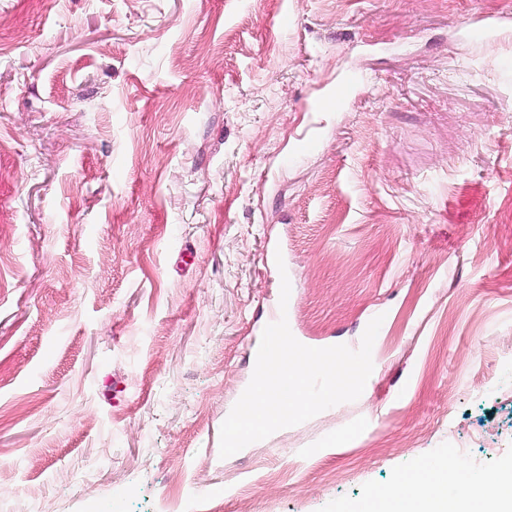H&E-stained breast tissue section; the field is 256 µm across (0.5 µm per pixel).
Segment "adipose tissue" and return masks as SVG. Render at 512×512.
<instances>
[{"instance_id": "adipose-tissue-1", "label": "adipose tissue", "mask_w": 512, "mask_h": 512, "mask_svg": "<svg viewBox=\"0 0 512 512\" xmlns=\"http://www.w3.org/2000/svg\"><path fill=\"white\" fill-rule=\"evenodd\" d=\"M407 494L364 500L362 512H512V470L461 477L442 460L418 470Z\"/></svg>"}]
</instances>
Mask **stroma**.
Masks as SVG:
<instances>
[{"label":"stroma","instance_id":"1","mask_svg":"<svg viewBox=\"0 0 512 512\" xmlns=\"http://www.w3.org/2000/svg\"><path fill=\"white\" fill-rule=\"evenodd\" d=\"M285 278L304 345L382 316L373 371L220 458ZM442 457L512 469V0H0V512H349Z\"/></svg>","mask_w":512,"mask_h":512}]
</instances>
